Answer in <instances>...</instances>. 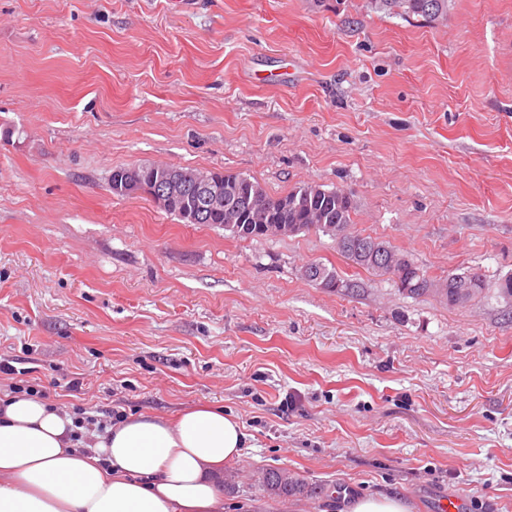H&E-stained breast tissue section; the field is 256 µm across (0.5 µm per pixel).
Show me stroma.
I'll return each mask as SVG.
<instances>
[{
	"label": "stroma",
	"mask_w": 512,
	"mask_h": 512,
	"mask_svg": "<svg viewBox=\"0 0 512 512\" xmlns=\"http://www.w3.org/2000/svg\"><path fill=\"white\" fill-rule=\"evenodd\" d=\"M145 162L351 190L355 230L437 279L481 267L485 291L408 297L323 233L243 240L112 193ZM508 275L512 0L435 23L369 0H0V360L67 412L238 418L224 512L346 490L512 512ZM269 468L322 492L275 495ZM309 265H315L321 269L322 275L324 276V278H328V283H327L328 287L336 289L333 292H335V291L338 292L339 290L341 291V288H344L345 291L349 292V290L353 289L356 286L355 284H352L348 281L342 280L337 275V273L334 269H329L327 266L323 265L322 263H311ZM315 266H311V268H309L306 272H304V277L307 280L319 282V284H320L319 287L324 288V282H321L320 273H319V271L316 272ZM311 281H308V282L312 283Z\"/></svg>",
	"instance_id": "obj_1"
}]
</instances>
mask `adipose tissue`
Segmentation results:
<instances>
[{"mask_svg":"<svg viewBox=\"0 0 512 512\" xmlns=\"http://www.w3.org/2000/svg\"><path fill=\"white\" fill-rule=\"evenodd\" d=\"M73 429L68 413L35 397L0 412V512H224L216 476L247 439L235 417L210 407L129 417L89 454Z\"/></svg>","mask_w":512,"mask_h":512,"instance_id":"obj_1","label":"adipose tissue"}]
</instances>
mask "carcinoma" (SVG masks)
Here are the masks:
<instances>
[{"instance_id":"cac0c4a2","label":"carcinoma","mask_w":512,"mask_h":512,"mask_svg":"<svg viewBox=\"0 0 512 512\" xmlns=\"http://www.w3.org/2000/svg\"><path fill=\"white\" fill-rule=\"evenodd\" d=\"M371 8L388 15L402 17H421L428 22H435L448 14V0H370ZM228 189L239 196L252 193L258 196L259 207L249 211H241L236 220L232 221L224 213L209 215L203 222L205 226L222 227L236 222L240 228L235 235L243 239H268L276 236L271 231L274 224H286L288 228L281 235L322 232L332 238L336 237V226L352 225L351 214L355 209L352 194L336 188L327 190L320 185H301L287 194L273 198L257 180L243 174H227L224 176ZM342 256L354 265L390 277L391 280L403 276L410 281L412 287L401 289V293L410 297H422L433 293L427 287L431 277L413 261L405 260V273L388 267L373 265L363 261L352 253L344 252ZM322 275L328 278V286L349 291L354 284L342 280L335 270L319 263ZM263 483L266 487L283 496L294 494H314L316 489L308 488L298 479L286 476V472L271 469L264 474Z\"/></svg>"}]
</instances>
